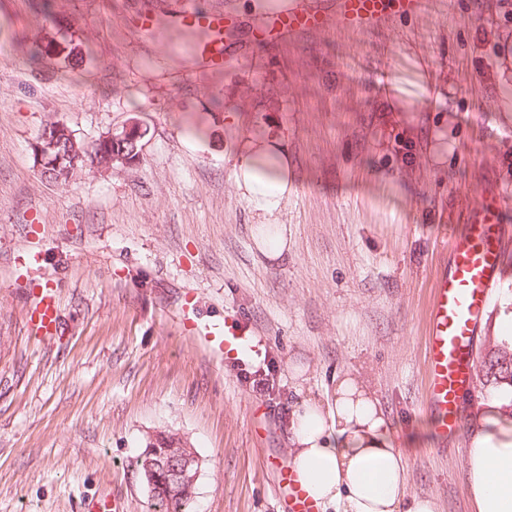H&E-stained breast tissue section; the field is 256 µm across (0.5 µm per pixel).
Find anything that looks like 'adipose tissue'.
<instances>
[{
	"label": "adipose tissue",
	"mask_w": 512,
	"mask_h": 512,
	"mask_svg": "<svg viewBox=\"0 0 512 512\" xmlns=\"http://www.w3.org/2000/svg\"><path fill=\"white\" fill-rule=\"evenodd\" d=\"M292 175L261 145L237 153L234 179L263 217L279 211ZM289 461L319 506L345 512H436L428 498L406 497V469L370 389L347 378L332 404L303 403L293 413ZM466 480L474 512H512V383L496 384L471 416Z\"/></svg>",
	"instance_id": "obj_1"
}]
</instances>
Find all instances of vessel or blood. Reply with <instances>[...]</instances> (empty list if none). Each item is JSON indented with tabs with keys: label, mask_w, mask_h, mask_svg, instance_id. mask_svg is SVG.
Wrapping results in <instances>:
<instances>
[{
	"label": "vessel or blood",
	"mask_w": 512,
	"mask_h": 512,
	"mask_svg": "<svg viewBox=\"0 0 512 512\" xmlns=\"http://www.w3.org/2000/svg\"><path fill=\"white\" fill-rule=\"evenodd\" d=\"M343 23L374 26L387 13L384 0H336ZM329 14L324 9L291 7L265 17L269 31L277 36L323 26ZM173 23L189 30H206L207 42L198 45L195 62L213 69L224 66V17L203 10L197 0H185ZM512 251V226L503 224L497 212L486 205L470 212L464 230L448 240L450 266L440 272L432 290L424 333L426 386L423 408L440 445H447L463 426L465 398L471 395L477 369L476 336L506 276V256ZM29 329L52 338L60 329V302L55 289L38 288L25 311ZM182 333L201 346L213 359L240 364L260 350L257 337L249 335L244 319L225 314L223 321L204 324L195 313V300L185 297L178 314ZM273 497L280 512H319L292 468L280 464Z\"/></svg>",
	"instance_id": "1"
}]
</instances>
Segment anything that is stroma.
I'll list each match as a JSON object with an SVG mask.
<instances>
[{
  "label": "stroma",
  "instance_id": "stroma-1",
  "mask_svg": "<svg viewBox=\"0 0 512 512\" xmlns=\"http://www.w3.org/2000/svg\"><path fill=\"white\" fill-rule=\"evenodd\" d=\"M142 3L0 0V512H81L100 494L149 512L137 460L159 435L200 461L194 512H277L292 411L331 402L347 376L379 399L408 497L471 512L468 435L437 452L422 409L423 336L446 237L491 189L512 190L499 0H423L371 28L334 22L263 43L259 15L285 0H200L234 22L219 71L194 66L199 34L136 33ZM51 121L86 146L136 125L140 156L53 182L31 149ZM270 139L294 173L275 260L255 246L263 217L233 175L241 143ZM39 284L60 298L50 342L25 328ZM188 293L202 320L235 312L260 336L273 397L184 338ZM511 306L512 278L479 356Z\"/></svg>",
  "mask_w": 512,
  "mask_h": 512
}]
</instances>
